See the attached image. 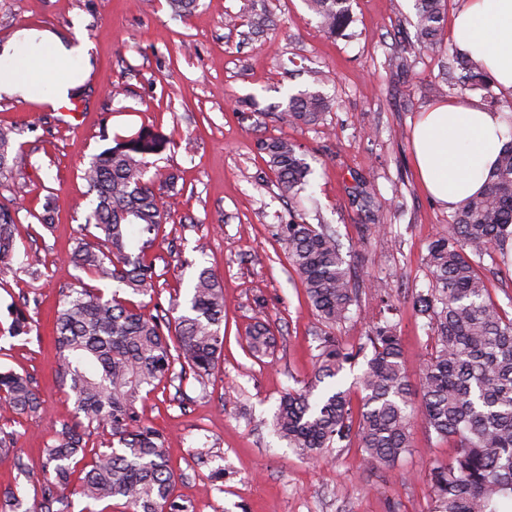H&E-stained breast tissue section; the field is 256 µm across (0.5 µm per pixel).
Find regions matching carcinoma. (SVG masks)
<instances>
[{"label": "carcinoma", "instance_id": "carcinoma-1", "mask_svg": "<svg viewBox=\"0 0 512 512\" xmlns=\"http://www.w3.org/2000/svg\"><path fill=\"white\" fill-rule=\"evenodd\" d=\"M322 28L342 36L353 22L351 0H306ZM447 0H415L417 40L411 51L423 55L441 48L438 39ZM461 70L448 94L479 92L488 106L512 111V101L493 90L483 61L456 55ZM331 100L315 90L288 99L283 118L289 124L315 126ZM115 145L95 156L83 170L93 195L86 226L106 244L102 250L78 240L70 253L74 268L104 284L72 289L64 295L55 321V343L63 381L87 427L108 428V448L87 458L86 433L74 428L43 449L51 470L40 481V496L26 505L9 493L0 512H68L67 492L79 475L80 493L94 505L119 499L123 512H192L171 494L174 474L164 455L162 434L137 411L144 395L160 385L192 375L203 382L218 367L224 350V288L206 268L192 284L182 314L172 320L149 316L129 296L155 290L156 271L146 259L167 216L152 180L147 156L160 138L145 128L114 137ZM283 190H306L312 173L301 146L286 138L261 141ZM26 160L16 130L0 128V177ZM357 196L369 220L385 202L364 187ZM20 208L0 204V272L18 267L16 227ZM280 237L288 262L298 275L317 316L328 328L320 343L314 378L280 398L273 432L303 459L320 460L325 450L358 439L371 468L393 466L411 447V426L422 416L439 439L453 438L458 453L430 472L432 512H507L512 503V317L489 297L481 273L484 257L512 247V141L488 174L483 190L466 199L448 220V230L433 240L424 257L427 288L413 298V311L426 319L431 340L422 370L423 402L411 403L397 325L371 322L365 340L349 348L332 335L357 303L350 268L336 232L323 225L284 224ZM377 314L391 310L387 284L371 290ZM12 336L30 332L26 312L11 311ZM256 354L271 348L268 325L255 324L246 336ZM364 358L356 388L364 394L354 417L350 390L330 385L346 367ZM0 398L17 415L39 408L30 380L0 371Z\"/></svg>", "mask_w": 512, "mask_h": 512}]
</instances>
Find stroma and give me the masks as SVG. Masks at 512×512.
<instances>
[{"mask_svg": "<svg viewBox=\"0 0 512 512\" xmlns=\"http://www.w3.org/2000/svg\"><path fill=\"white\" fill-rule=\"evenodd\" d=\"M463 4L448 0L441 49L415 58L402 51L416 36L415 0H353L349 34L336 38L304 0H198L186 19L173 17L166 0H0V46L21 29L46 28L85 43L92 64L89 97L75 111L0 99V126L16 127L28 154L0 179V201L21 206L18 250L42 262L36 276L0 274V370L26 375L41 397L29 415L0 405V436L14 449L0 455V494L18 490L33 501L43 448L77 421L58 376L54 329L62 290L92 282L66 262L91 200L81 171L115 134L147 126L166 138L149 157L154 185L172 176L177 187L163 195L168 220L148 253L160 279L145 311L170 316L203 268L227 303L224 354L206 383L189 376L138 404L165 437L174 496L193 512H431L429 472L457 448L423 421L408 454L376 469L355 441L312 462L273 435L277 401L311 379L325 331L278 227L336 229L361 298L334 330L343 343L357 345L368 329L370 284L387 283L412 400L420 402L430 342L412 295L427 284V245L446 231L451 212L426 194L411 138L420 112L438 100L436 86L458 73L452 27ZM257 14L268 27H251ZM315 88L332 99L323 121L283 123L289 95ZM274 137L305 150V192L285 193L258 149ZM361 181L388 202L379 224L353 200ZM48 204L55 221L46 228L38 217ZM27 299L32 331L4 336L10 308ZM259 321L275 338L262 357L245 341Z\"/></svg>", "mask_w": 512, "mask_h": 512, "instance_id": "obj_1", "label": "stroma"}]
</instances>
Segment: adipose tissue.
<instances>
[{
    "label": "adipose tissue",
    "instance_id": "ef3b65f1",
    "mask_svg": "<svg viewBox=\"0 0 512 512\" xmlns=\"http://www.w3.org/2000/svg\"><path fill=\"white\" fill-rule=\"evenodd\" d=\"M459 48L482 60L498 86L512 92V0H465L452 32ZM90 71L85 45L56 33L24 29L0 47V95L35 99L57 109ZM512 138L502 113L441 101L420 113L412 132L414 160L426 192L456 208L477 194Z\"/></svg>",
    "mask_w": 512,
    "mask_h": 512
}]
</instances>
